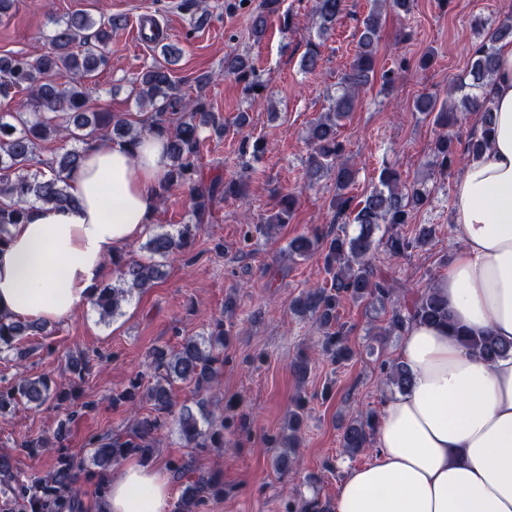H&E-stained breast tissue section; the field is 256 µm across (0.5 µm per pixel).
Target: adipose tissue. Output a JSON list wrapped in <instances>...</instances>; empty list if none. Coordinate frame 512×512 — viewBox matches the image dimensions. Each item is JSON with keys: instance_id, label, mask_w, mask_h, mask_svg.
I'll return each instance as SVG.
<instances>
[{"instance_id": "obj_1", "label": "adipose tissue", "mask_w": 512, "mask_h": 512, "mask_svg": "<svg viewBox=\"0 0 512 512\" xmlns=\"http://www.w3.org/2000/svg\"><path fill=\"white\" fill-rule=\"evenodd\" d=\"M492 145L454 186L463 243L435 283L455 323L512 342V46L492 86ZM166 142L111 141L68 182L74 205L37 206L0 246V312L37 323L97 295L112 256L146 229L168 170ZM400 359L407 389L384 404L370 463L350 468L333 512H512V355L488 362L444 326L413 324ZM108 512H168L163 473L131 463L104 474Z\"/></svg>"}]
</instances>
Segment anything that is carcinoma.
<instances>
[{"instance_id":"obj_1","label":"carcinoma","mask_w":512,"mask_h":512,"mask_svg":"<svg viewBox=\"0 0 512 512\" xmlns=\"http://www.w3.org/2000/svg\"><path fill=\"white\" fill-rule=\"evenodd\" d=\"M371 8L359 26L357 50L352 61L338 79L336 94L329 98L327 111L310 122L305 142L308 158L305 168L307 185L321 176H334L336 194L330 201L332 223L341 225L340 231L325 234L317 230L299 234L288 243L290 254L309 258L315 256L322 263L329 282L323 286L303 290L293 300V309L301 317L314 320L322 331L321 352L336 365L349 362L354 351L348 343L345 325L337 322V308L342 301L365 302L379 306L385 314L383 335L403 336L414 322L446 326L457 339L482 359L492 362L512 353V344H505L490 334L473 335L457 326L448 311V303L435 286L410 293L406 298L397 295L392 278L377 269L371 257L382 250L390 259L422 250L435 237L432 224H419L408 234L405 226L412 215L431 203V189L426 180L402 182L400 172L391 165L382 167L378 183L365 198L353 203L348 189L355 179V170L344 159V145L338 139V127L348 119L357 105L362 88L375 75L376 48L382 27L381 5L408 15L413 0H373ZM283 0H260L258 9L250 14L252 37L261 40L267 29L268 17H282V30L291 29L290 11H281ZM346 10V0H313L312 22L317 39L307 41L301 68L313 72L319 66L322 39L335 28ZM125 25V19L116 16L95 19L87 14L73 13L54 21L49 50L36 54H21L0 58V97L11 93L27 94L31 111L8 112L0 115V242L10 224L26 222L33 207L52 205L63 207L75 202L70 193L67 175L78 168L84 153L97 141L108 139L136 148L146 135L163 137L170 160L169 170L159 184L156 196L172 189L186 188L190 193L191 219L176 231L156 232L144 244L148 257L140 260L112 259L119 272L118 283L99 288L92 305L100 319L118 314L124 303L152 287L162 275L161 261L182 251L194 240L199 227L208 223L212 205L218 195L246 198L249 185L243 180L224 182L218 178L206 180L199 156L203 143L201 132L212 130L224 133L220 122L205 101V90L213 76L202 73L195 78L196 95L187 96L172 75L170 65L177 61L180 50L166 45L163 54L166 63L156 62L142 69L135 78L134 93L137 104L152 109L144 126L137 127L127 119L110 112H92L88 108L85 79L91 77L108 62L107 50L112 31ZM512 41V16L487 29L479 44L472 48L469 68L455 89L461 95L462 108L454 102L437 103L431 95H423L414 103V109L432 118L440 133L433 142V164L448 170L466 157L482 154L490 144L492 133L493 100L487 88L493 84L498 67L501 44ZM224 75L244 83V89L253 99L263 97L266 89L262 75L249 61L238 54L224 57ZM480 114V133H472L463 144L448 134L456 126L460 112ZM63 142L52 157L41 155V146L48 140ZM76 141L80 148H66ZM267 150L261 138H245L240 154L254 159ZM297 206V195L288 192L280 196L278 210L257 221L243 224V240L253 234H270L288 223ZM354 227L349 231L348 227ZM42 330V326L7 318L0 314V353L14 349L19 336ZM230 333L224 320L213 322L206 336L187 337L177 350L155 348L151 353L153 382L140 392V384L130 382L117 393L113 401L135 403L143 398L152 402L154 414L135 419L125 439L109 443H90L92 460L100 468L128 455H137L147 461L153 455L158 431L167 419H172L184 445L188 448H224V425H206L207 416H197L187 406L177 407L170 386L179 380L190 382L198 391L208 392L224 366V346ZM381 371L394 391L409 385L410 371L400 361H383ZM41 406L48 401L59 404L67 400L66 392L49 376L20 378L12 388L0 393V416L21 401ZM306 401L295 403L288 422L286 437H266L272 448L297 447V433L303 424ZM378 416L374 411L360 413L342 429L341 446L350 457L364 453L374 445ZM76 464L68 456L55 459L49 477L33 485L29 505L39 509L51 501L56 488L74 482ZM17 482L8 457L0 456V490L9 491ZM223 486L215 477L199 478L182 495L175 512H194L205 499L220 494ZM288 512H331L327 503L317 498L297 495L288 502Z\"/></svg>"}]
</instances>
